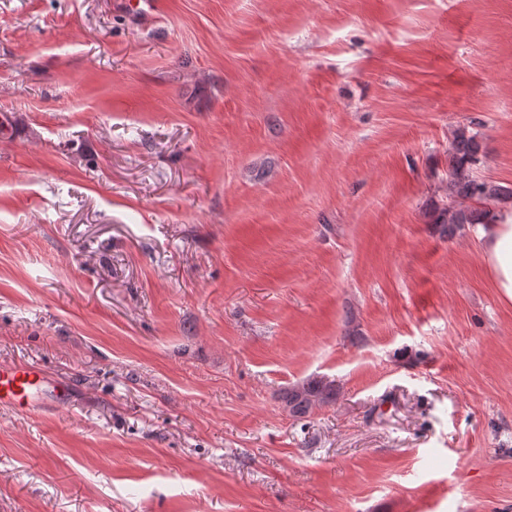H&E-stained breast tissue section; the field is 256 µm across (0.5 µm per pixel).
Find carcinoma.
<instances>
[{
	"instance_id": "1",
	"label": "carcinoma",
	"mask_w": 512,
	"mask_h": 512,
	"mask_svg": "<svg viewBox=\"0 0 512 512\" xmlns=\"http://www.w3.org/2000/svg\"><path fill=\"white\" fill-rule=\"evenodd\" d=\"M478 143L476 136L463 129L455 133L454 152L451 155L448 191L450 197L475 200L477 207L451 204L441 213V223L448 225L486 224L494 218V210L489 203L512 200V189L478 181L472 175V167L477 161ZM336 395V386L323 379H311L295 385L282 395V402L288 413L295 418L307 416L313 406L324 404Z\"/></svg>"
}]
</instances>
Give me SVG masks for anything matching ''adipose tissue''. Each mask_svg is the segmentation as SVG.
Returning <instances> with one entry per match:
<instances>
[{
	"mask_svg": "<svg viewBox=\"0 0 512 512\" xmlns=\"http://www.w3.org/2000/svg\"><path fill=\"white\" fill-rule=\"evenodd\" d=\"M477 234L497 288L512 301V209H501L492 223L479 226Z\"/></svg>",
	"mask_w": 512,
	"mask_h": 512,
	"instance_id": "ef3b65f1",
	"label": "adipose tissue"
}]
</instances>
